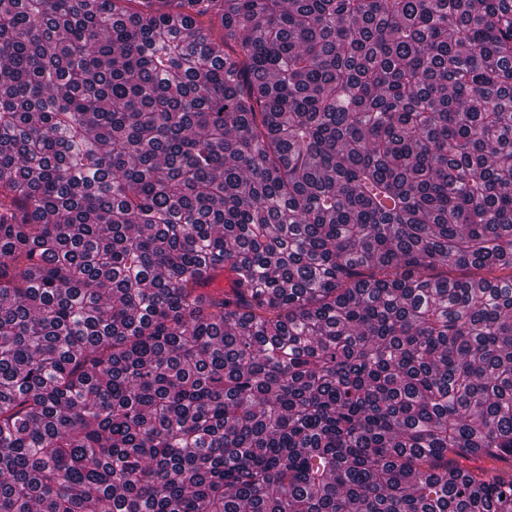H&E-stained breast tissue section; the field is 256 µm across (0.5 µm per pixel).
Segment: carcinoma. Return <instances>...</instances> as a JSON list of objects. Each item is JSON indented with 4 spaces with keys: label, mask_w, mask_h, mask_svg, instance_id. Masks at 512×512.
<instances>
[{
    "label": "carcinoma",
    "mask_w": 512,
    "mask_h": 512,
    "mask_svg": "<svg viewBox=\"0 0 512 512\" xmlns=\"http://www.w3.org/2000/svg\"><path fill=\"white\" fill-rule=\"evenodd\" d=\"M0 512H512V0H0Z\"/></svg>",
    "instance_id": "obj_1"
}]
</instances>
